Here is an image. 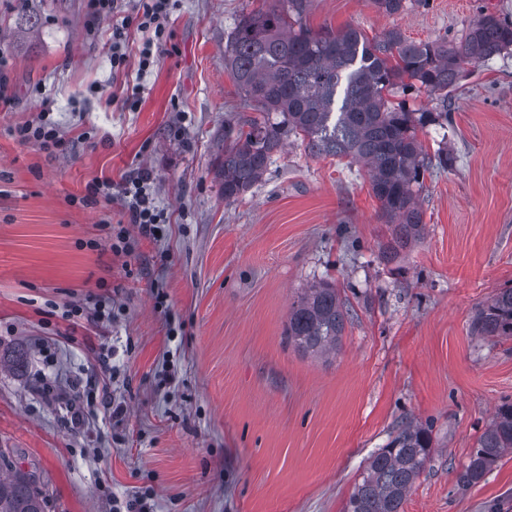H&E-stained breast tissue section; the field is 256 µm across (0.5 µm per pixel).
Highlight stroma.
I'll use <instances>...</instances> for the list:
<instances>
[{
    "label": "stroma",
    "instance_id": "obj_1",
    "mask_svg": "<svg viewBox=\"0 0 512 512\" xmlns=\"http://www.w3.org/2000/svg\"><path fill=\"white\" fill-rule=\"evenodd\" d=\"M277 0H173L160 62L140 82L110 63L113 20L88 0H0L13 90L0 105V448L32 472L47 512H113L152 493L154 512H343L366 459L407 419L433 426L432 457L403 512H512V454L478 484L459 475L497 407L512 400V338L474 335L478 307L512 286V51L464 67L449 125L417 136L430 168L423 239L392 263L365 169L286 143L245 195L216 176L224 126L243 109L224 50L243 12ZM512 0H311L312 31L373 39L459 37ZM49 110L66 145L9 135ZM153 179L158 238L118 256L88 248L128 224L120 187ZM111 201L84 205L94 179ZM350 310L336 356L285 336L319 281ZM111 321L66 317L90 296ZM122 414H113L114 405Z\"/></svg>",
    "mask_w": 512,
    "mask_h": 512
}]
</instances>
